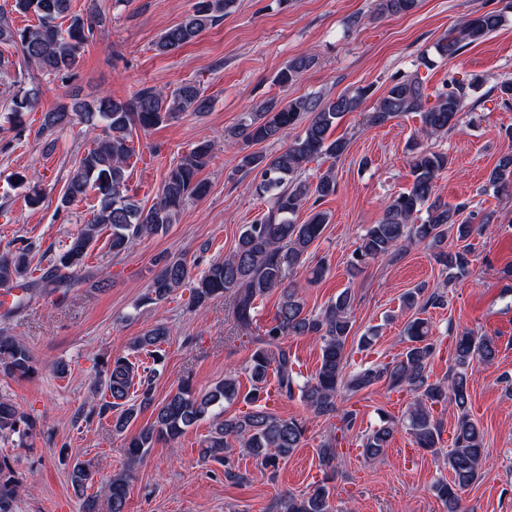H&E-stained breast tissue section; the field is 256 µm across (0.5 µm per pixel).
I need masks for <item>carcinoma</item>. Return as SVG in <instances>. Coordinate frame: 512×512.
Instances as JSON below:
<instances>
[{"instance_id": "cac0c4a2", "label": "carcinoma", "mask_w": 512, "mask_h": 512, "mask_svg": "<svg viewBox=\"0 0 512 512\" xmlns=\"http://www.w3.org/2000/svg\"><path fill=\"white\" fill-rule=\"evenodd\" d=\"M70 0H13L11 11L34 14L37 24L16 28L7 12L0 13V41L20 48L24 61L42 72L66 78L75 68L84 45L93 35L88 20L74 16L67 28L58 20L68 11ZM232 0H197L191 14L161 33L156 50L164 55L191 43L224 15ZM418 0H381L380 9L389 15L412 12ZM512 9L507 0L498 10L475 11L457 30L436 44V51L446 59L456 57L467 45L497 31L505 22L506 11ZM314 63V57H296L278 71L275 81L286 87ZM481 79H455L448 89L427 105L428 94L414 76L396 80L386 95L369 113V123L384 124L394 118L418 112L421 115V139L411 148L409 165L413 177L410 188L386 202L379 223L372 225L352 252L349 271L355 274L379 259L396 260L412 244H424L434 251L437 261L456 278L470 266L471 247L466 241L474 234L489 230L487 224H467L459 219L462 208L451 206L436 196L439 174L448 166V156L436 152L427 141L453 130L460 115L469 105ZM370 88H358L327 101L319 97L299 96L292 99L269 98L246 113L229 138L242 144L238 170L248 176L256 173L255 193L267 199V211L253 224L245 225L234 250L212 261L193 287V306L201 308L216 298L233 303L236 325L249 332L256 316L257 301L280 289L275 315L259 336L253 337L257 347L251 354V384L242 391L233 375L214 383L206 390H196L183 380L164 400L155 402L153 379L156 369L140 368L122 355L106 361L101 369L109 399L102 402L98 413L113 412L112 431L125 435L123 453L125 468L104 484L103 490L111 512H125L134 470L158 443H175L196 423L209 419L211 429L201 443L203 462L224 466V480L243 483L248 479L235 465L232 443L259 460L266 467H276L301 447L305 422L282 418L267 408V391L274 385L275 396L290 399L300 395L315 418L338 419L337 434L319 448L321 465L330 468L339 456L346 432L352 430L357 411L339 409L337 397L345 392L355 395L377 383L386 384L393 392L413 396L403 422H383L365 435L363 450L369 458L384 454L399 427L406 428L416 448L433 455L440 451L441 423L433 415V407L452 405L457 412L453 430V448L445 454L449 477L439 479L433 490L445 505V512H465L463 494L483 477L485 452L483 430L469 411V376L474 365L492 362L497 355L495 339L477 336L464 329L452 338L453 367L445 380H431L429 363L435 353L427 319L416 317L405 326L407 347L399 357L387 363L350 369L347 350L353 328L355 298L348 289L317 314L304 311L300 285L290 281L303 266L311 245L322 235L328 217L323 211L313 213L299 224L297 213L309 202L318 203L336 194V176L327 169L313 179L305 177L307 165L327 156L340 158L348 148L343 138L332 137L336 123L349 112L359 109L369 96ZM39 88L26 90L13 100L9 119L21 121L24 111L33 108ZM211 99L194 83H184L170 92L158 88H142L126 100L103 96L92 103L73 100L42 118L40 133L50 137L58 127L74 121L85 126L93 146L75 165L61 198L66 208L78 197L94 192L96 213L81 233L44 268L32 264L26 247L0 251V288L19 286L40 288L48 294L66 295L71 274L83 267L87 252L102 229L111 232L110 248L114 253L127 250L145 236L166 229L174 214L190 200L208 193V184L197 179L214 151L208 140L199 142L192 151L168 170L160 196L145 208L129 195L127 162L134 154L133 139L172 119L179 112H206ZM304 123L303 132L281 151L274 154L250 152L248 148L263 142L285 138L293 126ZM489 183L503 193L512 191V154L500 157L489 174ZM425 217H419V214ZM464 245L448 250V234ZM160 268L144 297L148 303L167 299L190 280L191 269L181 259L161 257ZM448 302L443 291L424 294L419 287L407 292L403 303L408 309L424 310ZM290 336H314L320 341V364L315 372L303 376L299 361L285 340ZM168 329L158 324L131 342L134 351L148 353L153 362L163 359V344ZM35 370L33 355L27 346L0 329V374L25 377ZM242 401L249 411L227 416L224 405ZM152 410L153 421L138 432L126 430L144 410ZM34 428V421L9 399L0 398V436H17L24 442ZM70 481L77 492L94 479L87 464L75 460L70 465ZM20 486L10 464L0 459V512H13ZM270 512H334L332 492L322 480L302 496L282 494L275 499Z\"/></svg>"}]
</instances>
